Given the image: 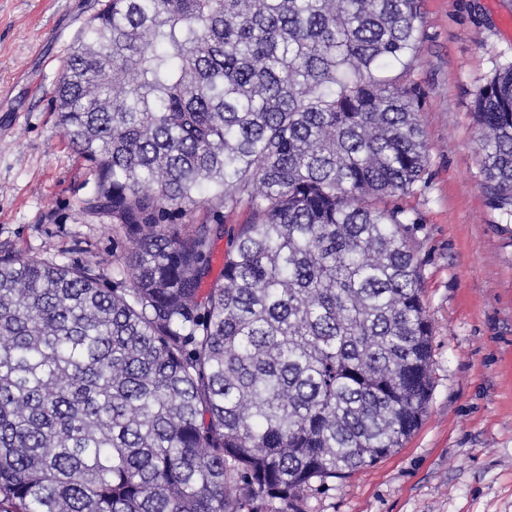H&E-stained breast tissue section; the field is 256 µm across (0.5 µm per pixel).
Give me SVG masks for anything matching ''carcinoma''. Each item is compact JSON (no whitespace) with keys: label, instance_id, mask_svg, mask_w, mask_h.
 Returning a JSON list of instances; mask_svg holds the SVG:
<instances>
[{"label":"carcinoma","instance_id":"carcinoma-1","mask_svg":"<svg viewBox=\"0 0 512 512\" xmlns=\"http://www.w3.org/2000/svg\"><path fill=\"white\" fill-rule=\"evenodd\" d=\"M421 6L94 0L54 112L82 210L129 247L111 285L0 256V512L290 507L403 447L432 353L414 223L388 205L428 163L401 83ZM474 115L512 216V63Z\"/></svg>","mask_w":512,"mask_h":512}]
</instances>
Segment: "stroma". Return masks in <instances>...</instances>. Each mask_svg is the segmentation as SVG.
I'll return each instance as SVG.
<instances>
[{
  "label": "stroma",
  "mask_w": 512,
  "mask_h": 512,
  "mask_svg": "<svg viewBox=\"0 0 512 512\" xmlns=\"http://www.w3.org/2000/svg\"><path fill=\"white\" fill-rule=\"evenodd\" d=\"M93 0H0V255L112 259L128 241L79 211L87 170L52 112ZM512 0H423L403 79L429 149L394 197L414 224L433 324L427 412L404 448L301 497L299 512H512V218L483 187L475 91L512 62Z\"/></svg>",
  "instance_id": "1"
}]
</instances>
